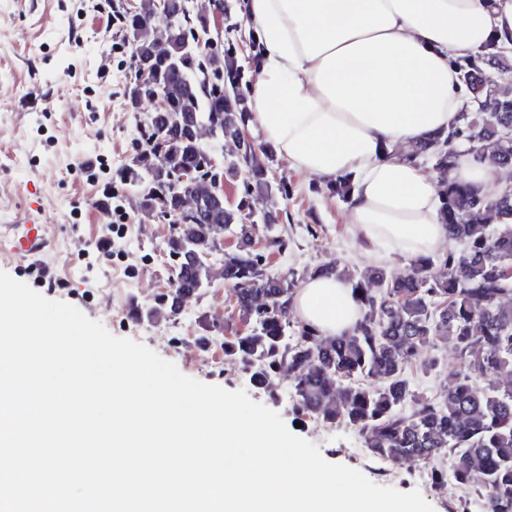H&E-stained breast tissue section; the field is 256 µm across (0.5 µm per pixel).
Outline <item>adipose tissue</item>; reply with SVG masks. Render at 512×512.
<instances>
[{
	"instance_id": "1",
	"label": "adipose tissue",
	"mask_w": 512,
	"mask_h": 512,
	"mask_svg": "<svg viewBox=\"0 0 512 512\" xmlns=\"http://www.w3.org/2000/svg\"><path fill=\"white\" fill-rule=\"evenodd\" d=\"M261 48L251 120L291 167L354 178L348 221L406 259L447 237L439 186L407 155L468 103L462 58L489 37L512 57V0H243ZM291 312L324 336L361 318L351 288L307 277Z\"/></svg>"
}]
</instances>
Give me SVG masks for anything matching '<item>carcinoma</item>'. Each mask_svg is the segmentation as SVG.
Returning a JSON list of instances; mask_svg holds the SVG:
<instances>
[{"label":"carcinoma","instance_id":"carcinoma-1","mask_svg":"<svg viewBox=\"0 0 512 512\" xmlns=\"http://www.w3.org/2000/svg\"><path fill=\"white\" fill-rule=\"evenodd\" d=\"M167 2L166 12L152 4L123 16L133 49L131 69L146 65L154 75L152 84L130 87L132 101L159 92L172 108L140 124L144 149L131 168L133 181L144 179L149 186L143 206L173 225L166 246L174 287L154 298L146 316L163 309L175 317L185 299L204 293L213 279L215 234H229L235 244L220 258L221 274L249 327L224 340V355L243 366L253 386L264 388L286 367L301 414L355 429L374 459L424 462L437 487L451 476L467 488L478 475L476 492L491 512H512V382L499 383L512 373V305L500 302L512 293L507 287L512 223L503 220L512 212V195L489 197L450 177L462 146L476 160L488 159L512 172V140L501 135L503 127L512 126V58L497 53L493 38L479 55L480 64L464 58L459 65L463 84L493 112L487 118L482 112H462L448 136L417 150L433 161L442 221L448 238L463 248L420 257L403 277L390 276L380 265L356 274L315 268L350 284L362 310L352 330L329 338L292 320L296 280L267 272L268 251L288 252V239L270 237L265 248H257L258 222H245L253 214L252 196L282 192L270 180L274 150L256 143L222 167L201 142L206 128L216 140L237 145L250 118V81L236 57L226 55L220 66L207 56L210 41L199 42V35L207 34L213 0H201L192 9L188 0ZM158 13L167 21L163 37L154 33ZM485 68L501 77L481 91L478 78ZM182 171L192 172V178L174 193L173 178ZM218 176L242 178L236 208L217 203ZM328 190L351 196L352 177H337ZM439 339L454 343L462 366L448 374L441 400L432 401L415 392L408 367L422 345ZM373 380L379 386L371 385ZM447 457L454 460L451 472L439 466Z\"/></svg>","mask_w":512,"mask_h":512}]
</instances>
